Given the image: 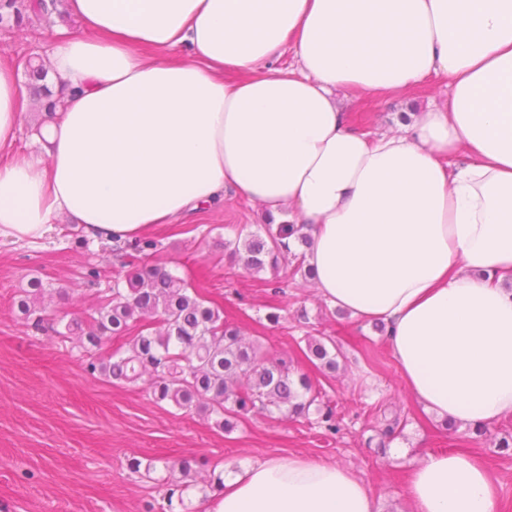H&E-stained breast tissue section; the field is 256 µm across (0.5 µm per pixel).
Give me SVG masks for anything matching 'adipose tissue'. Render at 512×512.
I'll list each match as a JSON object with an SVG mask.
<instances>
[{
	"label": "adipose tissue",
	"instance_id": "1",
	"mask_svg": "<svg viewBox=\"0 0 512 512\" xmlns=\"http://www.w3.org/2000/svg\"><path fill=\"white\" fill-rule=\"evenodd\" d=\"M47 36L62 105L16 149L25 94L0 64V238L56 224L112 243L225 192L307 224L305 271L331 306L380 322L439 421L512 416V0H67ZM292 54V68L273 60ZM448 99L357 129L351 97ZM407 512H499L472 454L427 453ZM205 512H378L365 482L301 455L226 474Z\"/></svg>",
	"mask_w": 512,
	"mask_h": 512
}]
</instances>
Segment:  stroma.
<instances>
[{
	"label": "stroma",
	"instance_id": "obj_1",
	"mask_svg": "<svg viewBox=\"0 0 512 512\" xmlns=\"http://www.w3.org/2000/svg\"><path fill=\"white\" fill-rule=\"evenodd\" d=\"M50 26L33 17L23 22V34L0 30V63L20 70L26 58L47 56L51 46L44 32ZM447 97V87L432 80L408 98L358 99L349 121L383 132L407 107ZM264 230L258 208L228 193L178 223L150 228L149 238L160 246L140 261L185 278L219 304L225 317L244 324L269 354L296 358L300 337H335L344 354L340 371L329 378L315 371L311 377L335 411L340 433L325 434L313 415L252 413L227 434L196 412L155 405L147 382L115 386L90 375L77 340L34 331L16 301L37 277L49 291V317L89 316L100 291L126 274L110 244L91 239L80 244L60 228L30 244L0 239V512H166L164 470L135 476L127 461L184 456L202 463L190 493L192 512H201L202 489L213 467L239 469L293 454L351 468L379 512H398L421 456L450 450L479 455L498 483L500 512H512V455L496 446L512 433V418L492 423L478 440L465 429L445 433L405 389L382 331L310 297L300 277L284 283L268 271L253 275L231 256L229 243ZM91 264L101 271L96 287L82 280ZM271 312L279 314V323L268 321ZM394 414L406 426L386 443L383 418Z\"/></svg>",
	"mask_w": 512,
	"mask_h": 512
}]
</instances>
